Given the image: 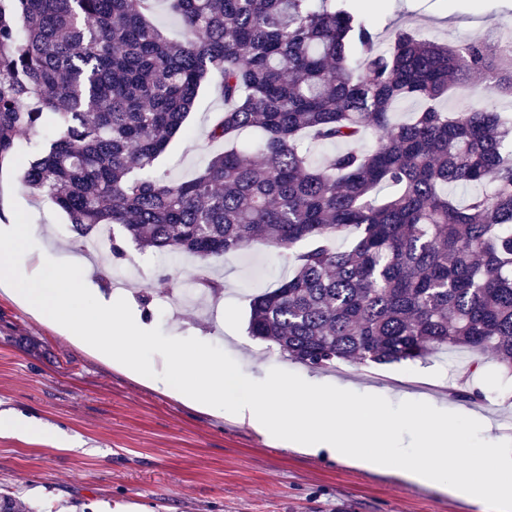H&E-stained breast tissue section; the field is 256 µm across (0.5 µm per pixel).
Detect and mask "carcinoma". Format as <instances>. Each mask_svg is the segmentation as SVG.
<instances>
[{"mask_svg":"<svg viewBox=\"0 0 512 512\" xmlns=\"http://www.w3.org/2000/svg\"><path fill=\"white\" fill-rule=\"evenodd\" d=\"M149 2L0 0V171L40 133L21 182L85 239L112 225L160 255L206 260L258 236L292 252L248 333L295 363L470 352L448 391L466 403L483 401L466 387L478 355L512 375V121L489 102L441 107L476 73L512 95V51L383 38L352 0H169L186 34L173 42ZM213 76L224 111L208 138L224 151L172 183L155 162ZM407 100L419 110L394 120ZM312 143L336 151L315 164ZM0 512L29 510L0 493Z\"/></svg>","mask_w":512,"mask_h":512,"instance_id":"carcinoma-1","label":"carcinoma"}]
</instances>
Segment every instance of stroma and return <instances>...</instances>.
I'll return each instance as SVG.
<instances>
[{
	"instance_id": "stroma-1",
	"label": "stroma",
	"mask_w": 512,
	"mask_h": 512,
	"mask_svg": "<svg viewBox=\"0 0 512 512\" xmlns=\"http://www.w3.org/2000/svg\"><path fill=\"white\" fill-rule=\"evenodd\" d=\"M369 2L354 6L381 33L403 24L453 45L495 28L512 39V0H378L375 9ZM223 108L216 83L203 85L184 131L158 160L160 174L188 180L223 151L207 137ZM17 205L31 217L37 249L54 258L86 255L88 279L102 294L125 298L147 328L206 337L252 380L280 368L394 404L421 401L476 417L486 441H512V376L490 367L477 382L486 396L479 404L447 393L449 372L467 364L470 354L384 366L340 362L318 370L252 339L251 298L292 270L291 258L263 241L205 261L181 254L160 262L130 246L124 260L100 262L51 200L21 184L18 170L1 172V223H13ZM203 269L223 281V293L183 300ZM10 409L50 429L37 441L0 432V492H14L33 512H489L486 503L322 451L286 448L248 423L201 412L90 356L0 295V410Z\"/></svg>"
}]
</instances>
